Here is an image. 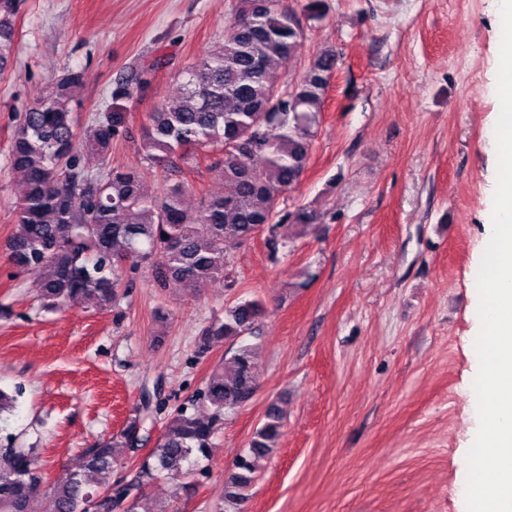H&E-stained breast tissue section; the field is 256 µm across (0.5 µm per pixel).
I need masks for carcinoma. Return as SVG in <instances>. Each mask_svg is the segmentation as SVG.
<instances>
[{"label": "carcinoma", "instance_id": "carcinoma-1", "mask_svg": "<svg viewBox=\"0 0 512 512\" xmlns=\"http://www.w3.org/2000/svg\"><path fill=\"white\" fill-rule=\"evenodd\" d=\"M22 0H0V73L12 62L16 18ZM326 0H305L300 12L282 0H240L224 43L204 52L182 75L173 97L148 115L142 150L151 168L165 173L208 165L229 191L186 205L185 186L151 190L140 168L109 166L107 153L119 135L125 103L151 87L157 59L130 77H120L112 103L94 119L93 137L84 139L72 117L81 76L69 73L33 99L10 143L9 161L21 174L14 197L15 230L9 239L12 262L36 272L35 285L49 307L68 303L107 306L127 296L125 267L154 268L156 285L198 293L231 264L228 246L266 234L272 258L289 238L319 223L313 209H278L280 198L306 170L315 129L336 70L332 50L317 52L290 82L293 95L280 98L274 79L293 70L300 57L303 27L321 21ZM95 153L103 172L81 164L82 151ZM265 313L259 299L240 298L224 306L201 330L197 354L210 343L235 345L226 362L209 374L195 402L176 409L142 459L134 476L118 473L121 455L148 440L146 422L163 412L156 392L144 387L135 415L112 440L83 449L66 476L52 483L35 449L0 444V512H31L44 498V512H138L143 488L164 475L206 474L198 460L224 421V415L254 392L257 348L254 334ZM283 414H266L249 448L224 474V503L237 506L249 497L259 461L277 447Z\"/></svg>", "mask_w": 512, "mask_h": 512}]
</instances>
